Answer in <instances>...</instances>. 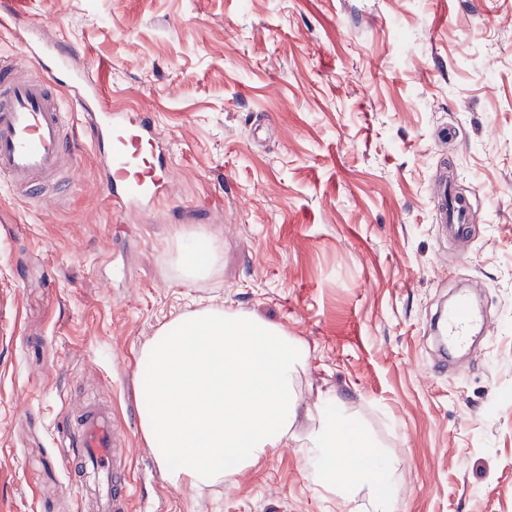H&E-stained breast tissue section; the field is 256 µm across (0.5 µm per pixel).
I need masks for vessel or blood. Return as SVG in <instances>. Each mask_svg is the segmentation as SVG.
Here are the masks:
<instances>
[{"instance_id":"b4317fda","label":"vessel or blood","mask_w":512,"mask_h":512,"mask_svg":"<svg viewBox=\"0 0 512 512\" xmlns=\"http://www.w3.org/2000/svg\"><path fill=\"white\" fill-rule=\"evenodd\" d=\"M22 53L45 74L21 78L0 57V177L35 200L52 205L56 197L44 183L61 168H76L77 154L66 136L61 99L53 85L73 88V110H94L93 146L105 159L108 174L102 189L118 210L139 207L164 193L169 185L171 152L159 143L153 120L129 129L127 112L101 103L90 71L73 70L55 43L37 37L20 39ZM478 323L467 299L461 298L442 318L449 343L465 346ZM68 464L79 486H91L97 512H134L126 490V451L109 406L81 403L70 412Z\"/></svg>"}]
</instances>
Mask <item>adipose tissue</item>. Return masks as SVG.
<instances>
[{"label":"adipose tissue","mask_w":512,"mask_h":512,"mask_svg":"<svg viewBox=\"0 0 512 512\" xmlns=\"http://www.w3.org/2000/svg\"><path fill=\"white\" fill-rule=\"evenodd\" d=\"M223 264L206 232L181 235L172 251L186 285ZM308 359L301 339L245 310L189 308L160 324L138 351L137 412L167 481L211 486L292 446L336 512H400L393 462L356 413L328 394L303 406Z\"/></svg>","instance_id":"adipose-tissue-1"}]
</instances>
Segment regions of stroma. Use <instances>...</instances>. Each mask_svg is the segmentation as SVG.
<instances>
[{"instance_id": "stroma-1", "label": "stroma", "mask_w": 512, "mask_h": 512, "mask_svg": "<svg viewBox=\"0 0 512 512\" xmlns=\"http://www.w3.org/2000/svg\"><path fill=\"white\" fill-rule=\"evenodd\" d=\"M12 3L0 54L36 78L17 30L65 35L114 106L152 114L175 194L114 208L79 112L57 207L0 181V512H81L64 420L88 397L112 405L144 512H336L296 448L210 488L162 479L136 356L193 299L307 343L303 401L358 411L401 512H512V0ZM449 170L470 203L459 236L438 221ZM192 230L224 265L186 286L171 250ZM464 292L491 326L432 375L424 336Z\"/></svg>"}]
</instances>
